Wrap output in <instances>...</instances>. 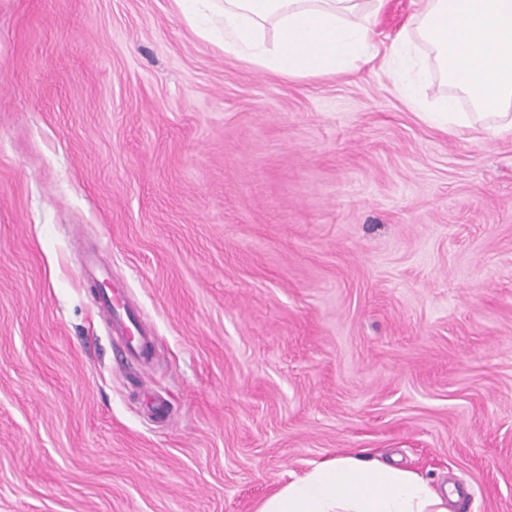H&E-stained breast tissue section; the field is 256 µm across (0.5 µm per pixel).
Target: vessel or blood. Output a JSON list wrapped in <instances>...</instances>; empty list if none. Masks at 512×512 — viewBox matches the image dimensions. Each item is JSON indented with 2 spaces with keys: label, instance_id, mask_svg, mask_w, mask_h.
Returning <instances> with one entry per match:
<instances>
[{
  "label": "vessel or blood",
  "instance_id": "vessel-or-blood-1",
  "mask_svg": "<svg viewBox=\"0 0 512 512\" xmlns=\"http://www.w3.org/2000/svg\"><path fill=\"white\" fill-rule=\"evenodd\" d=\"M98 305L112 332L126 339V354L141 363H149L154 338L145 321L124 307L120 297L112 289H100Z\"/></svg>",
  "mask_w": 512,
  "mask_h": 512
}]
</instances>
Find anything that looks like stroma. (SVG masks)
<instances>
[{
    "label": "stroma",
    "mask_w": 512,
    "mask_h": 512,
    "mask_svg": "<svg viewBox=\"0 0 512 512\" xmlns=\"http://www.w3.org/2000/svg\"><path fill=\"white\" fill-rule=\"evenodd\" d=\"M420 4L288 79L176 0H0V512H257L361 449L512 512V136L404 102ZM97 303L112 332L127 340L125 353L145 365L149 364L154 336L150 335L145 321L124 307L112 288L100 289Z\"/></svg>",
    "instance_id": "stroma-1"
}]
</instances>
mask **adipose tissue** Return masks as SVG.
<instances>
[{"mask_svg": "<svg viewBox=\"0 0 512 512\" xmlns=\"http://www.w3.org/2000/svg\"><path fill=\"white\" fill-rule=\"evenodd\" d=\"M206 6L224 51L287 78H330L373 57L372 0H181ZM273 39H266V28ZM450 491L365 452L339 455L293 477L257 512H448Z\"/></svg>", "mask_w": 512, "mask_h": 512, "instance_id": "1", "label": "adipose tissue"}]
</instances>
